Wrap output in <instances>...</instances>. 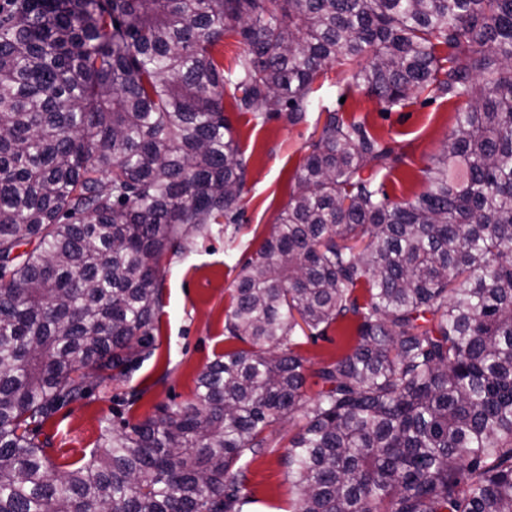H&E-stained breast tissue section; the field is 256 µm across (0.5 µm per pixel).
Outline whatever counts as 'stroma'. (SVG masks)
Here are the masks:
<instances>
[{
    "label": "stroma",
    "instance_id": "35a3bbf8",
    "mask_svg": "<svg viewBox=\"0 0 512 512\" xmlns=\"http://www.w3.org/2000/svg\"><path fill=\"white\" fill-rule=\"evenodd\" d=\"M349 64L320 75L306 94L309 107L295 122L287 115L267 120L236 111L232 85L224 87V115L247 162L246 185L235 224H211L185 236L181 249L158 260V322L152 344L108 385L88 378V395L61 406L41 431L56 462L90 455L105 428L121 427L154 414L156 406L191 400L199 373L236 342L224 336L233 283L241 267L269 237L295 187L294 176L317 139L327 112L363 123L368 132L392 146L401 160L375 169V182L391 201L414 199L427 189L423 170L440 154L455 125V105L444 97L418 94L402 108H385L355 84ZM354 343L351 325H331L322 337L303 344L308 369L335 360ZM297 420L283 421L260 456L249 462L245 485L252 512H294L296 494L280 460Z\"/></svg>",
    "mask_w": 512,
    "mask_h": 512
}]
</instances>
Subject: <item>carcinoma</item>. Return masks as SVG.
<instances>
[{
    "instance_id": "cac0c4a2",
    "label": "carcinoma",
    "mask_w": 512,
    "mask_h": 512,
    "mask_svg": "<svg viewBox=\"0 0 512 512\" xmlns=\"http://www.w3.org/2000/svg\"><path fill=\"white\" fill-rule=\"evenodd\" d=\"M244 46L235 107L306 112L328 67L388 108L454 101L427 190L327 112L296 190L235 281L248 347L191 401L59 464L37 431L138 356L157 259L240 214L247 167L215 50ZM367 292L359 301L355 292ZM349 320L313 371L297 349ZM300 415L281 461L296 512H512V0H7L0 7V512H247L244 461ZM354 344V331L351 325L346 323L332 324L322 337L315 342L309 340L303 344L298 352L307 360V383L305 386L306 397H313L318 386L314 384L315 378L311 376V370L318 367L321 361H332L349 350Z\"/></svg>"
}]
</instances>
